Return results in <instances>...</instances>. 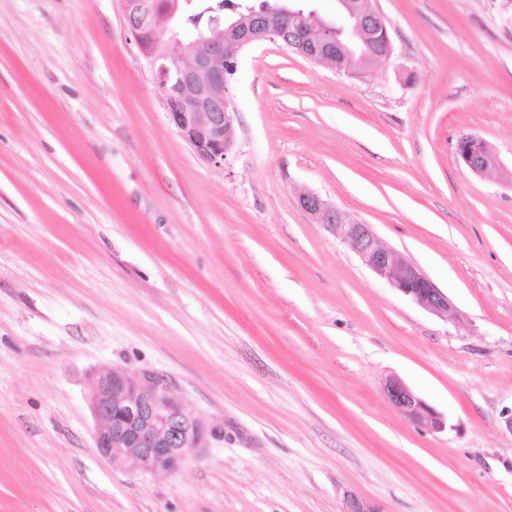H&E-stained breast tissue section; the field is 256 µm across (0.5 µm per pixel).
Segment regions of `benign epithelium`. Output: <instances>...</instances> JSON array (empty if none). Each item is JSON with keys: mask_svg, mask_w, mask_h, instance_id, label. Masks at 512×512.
Here are the masks:
<instances>
[{"mask_svg": "<svg viewBox=\"0 0 512 512\" xmlns=\"http://www.w3.org/2000/svg\"><path fill=\"white\" fill-rule=\"evenodd\" d=\"M337 2L338 15L333 21L303 0H284L272 15L254 16L250 23L218 21L206 33L192 37L185 34L183 11L192 0H166L160 12L150 0H120L126 27L153 71L169 124L202 161L215 166L224 163L234 144L236 110L224 67L237 72L246 47L277 40L279 30L273 20H286L294 29L293 38L283 46L348 77L372 53L363 36L368 30L365 12L355 0ZM370 15L376 18V30L383 31L385 51L379 58L386 60L393 54L386 19L375 7ZM166 37L177 45L176 51L163 47ZM455 155L479 176L492 170L512 181L496 154L475 135L460 137ZM299 205L380 279L419 307L448 317V295L414 263L383 245L370 225L344 222L334 206L312 191L299 196ZM385 393L409 421L429 431L446 428L445 418L400 379H389ZM89 405L97 422L95 447L114 467L176 472L188 458L201 456L213 442L224 439L218 426L188 414L170 383L151 371L97 372L90 382Z\"/></svg>", "mask_w": 512, "mask_h": 512, "instance_id": "7a95c632", "label": "benign epithelium"}]
</instances>
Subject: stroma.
Wrapping results in <instances>:
<instances>
[{"label":"stroma","mask_w":512,"mask_h":512,"mask_svg":"<svg viewBox=\"0 0 512 512\" xmlns=\"http://www.w3.org/2000/svg\"><path fill=\"white\" fill-rule=\"evenodd\" d=\"M356 78L243 50L223 166L169 124L118 0H0V512H512V0H377ZM371 225L418 307L299 206ZM166 377L223 441L116 469L88 374ZM398 377L441 413L388 401ZM484 149L489 156L490 161L486 164H479L477 159L480 151ZM455 155L457 161L479 176L498 175L506 180L512 181V174L506 171L497 159L496 154L486 144V142L475 135H463L457 140ZM494 168L493 173L488 171ZM385 393L391 404L409 421L429 431L446 428L445 418L398 378H390Z\"/></svg>","instance_id":"stroma-1"}]
</instances>
